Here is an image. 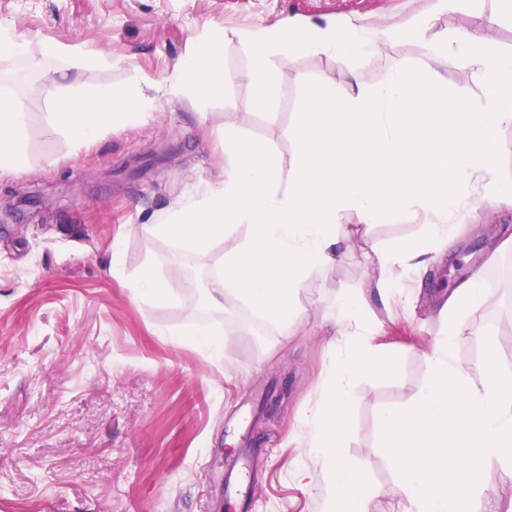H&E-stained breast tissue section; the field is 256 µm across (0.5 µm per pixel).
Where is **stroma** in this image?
I'll return each instance as SVG.
<instances>
[{"label":"stroma","instance_id":"35a3bbf8","mask_svg":"<svg viewBox=\"0 0 512 512\" xmlns=\"http://www.w3.org/2000/svg\"><path fill=\"white\" fill-rule=\"evenodd\" d=\"M428 0H0V26L31 41L28 61L68 71L72 91L124 87L172 75L192 38L271 26L288 18L363 17L383 26ZM475 15L440 13L433 40ZM50 36L98 58L73 66L42 59ZM424 41L381 45L362 77L420 63ZM274 100L258 104L246 81L220 97H172L135 125H106L82 146L54 121L57 91H23L26 157L0 171V512H323L322 464L299 443L321 396L332 351L322 324L341 293L372 285L371 247L421 237L423 214L365 226L346 218L351 246L339 264L312 270L305 313L278 334L246 307H212L206 285L232 239L206 256L144 235L140 224L211 181L224 165L225 122L280 154L311 83L347 68L327 56L276 65ZM512 209L468 225L450 262L425 280L418 299L370 306L381 325L371 341L389 371L355 379L343 451L393 512L394 472L377 446L382 416L403 408L427 377L423 352L440 325L437 298L482 269L485 308L476 323L493 340L497 365L512 367ZM180 287L175 302L143 303L132 287L145 267ZM212 333L222 362L186 334ZM312 473L309 483L297 474Z\"/></svg>","mask_w":512,"mask_h":512}]
</instances>
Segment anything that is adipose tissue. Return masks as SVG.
<instances>
[{"instance_id": "ef3b65f1", "label": "adipose tissue", "mask_w": 512, "mask_h": 512, "mask_svg": "<svg viewBox=\"0 0 512 512\" xmlns=\"http://www.w3.org/2000/svg\"><path fill=\"white\" fill-rule=\"evenodd\" d=\"M478 2L429 0L425 12L396 29L360 18H291L238 34L236 48L250 61L244 77L258 102L273 95L275 63L295 56L344 60L349 88L338 90L328 78L315 82L286 157L225 124L220 175L158 213L142 232L201 254L247 226L249 235L225 252L207 294L214 306L244 304L282 331L303 312L300 293L309 272L342 259L348 213L367 224L414 209L431 216L423 239L374 249L380 300L406 269L443 263L462 225L480 211L512 205V184L499 175V133L512 126V55L490 47L499 14H486L482 30L463 24L428 42L419 65L391 68L376 85H366L361 73L377 43L417 38L437 12L465 14ZM451 60L480 87L466 116L439 71ZM233 78L224 68V34L210 31L193 40L189 62L170 77L61 95L54 120L85 145L108 123L144 117L163 97L220 96ZM25 108L14 85L1 80V169L16 168L25 154ZM484 306L477 273L442 300V331L425 353L426 382L382 420L380 448L395 470L391 494L404 512H476L485 463L497 461L512 474V371L487 368L476 378L456 359L463 325ZM375 320L366 297H346L328 325L336 356L323 373L322 397L305 420L302 442L324 463L331 488L326 512H372L373 494L346 461L342 441L353 381L390 367L366 347Z\"/></svg>"}]
</instances>
